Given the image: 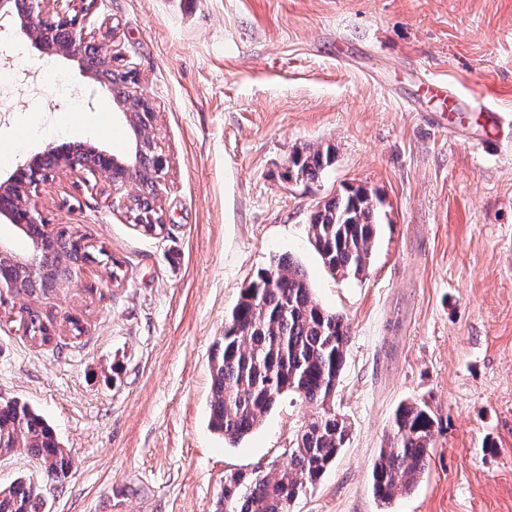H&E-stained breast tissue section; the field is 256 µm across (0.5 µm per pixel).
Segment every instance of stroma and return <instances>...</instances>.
<instances>
[{
  "instance_id": "obj_1",
  "label": "stroma",
  "mask_w": 512,
  "mask_h": 512,
  "mask_svg": "<svg viewBox=\"0 0 512 512\" xmlns=\"http://www.w3.org/2000/svg\"><path fill=\"white\" fill-rule=\"evenodd\" d=\"M108 31L114 66L136 73L155 113L164 229L127 221L79 172L33 191L51 227H81L123 277L87 266L32 298L60 324L57 349L24 336L20 300L0 306V400L36 408L74 459L50 488L26 455L0 459V484L44 486L43 512H221L225 474L286 463L314 412L299 397L233 446L208 413L224 318L287 255L350 325L336 392L349 440L292 512H512V147L471 139L484 104L512 115V0H98L87 43ZM0 52V139L37 131L0 173L58 126L132 152L128 108L94 93L76 61L22 37ZM429 76L466 110L422 97ZM450 120L467 132L448 135ZM309 147L330 149V166L289 178ZM349 187L383 201L359 278L331 274L309 234L312 213ZM410 401L438 416L434 446L417 487L385 504L372 466Z\"/></svg>"
}]
</instances>
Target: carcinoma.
<instances>
[{
    "instance_id": "obj_1",
    "label": "carcinoma",
    "mask_w": 512,
    "mask_h": 512,
    "mask_svg": "<svg viewBox=\"0 0 512 512\" xmlns=\"http://www.w3.org/2000/svg\"><path fill=\"white\" fill-rule=\"evenodd\" d=\"M331 162L330 150L308 149L291 157L288 177L313 179ZM381 199L363 188L349 189L310 218L314 247L328 269L343 277L368 270L380 223ZM21 319L28 339L40 347L54 319L26 306ZM350 328L323 308L305 273L280 256L259 270L224 320V335L211 358L209 425L230 445L256 430L284 393H294L315 412L288 448V462L275 471L232 472L224 479V512H291L292 503L315 485L349 440V424L336 412L337 383ZM438 421L424 402L399 405L378 450L372 471L374 495L383 503L409 494L420 482L434 446ZM24 452L53 482L65 477L74 459L53 428L29 404L0 402V458ZM29 478L0 486V512H40Z\"/></svg>"
}]
</instances>
